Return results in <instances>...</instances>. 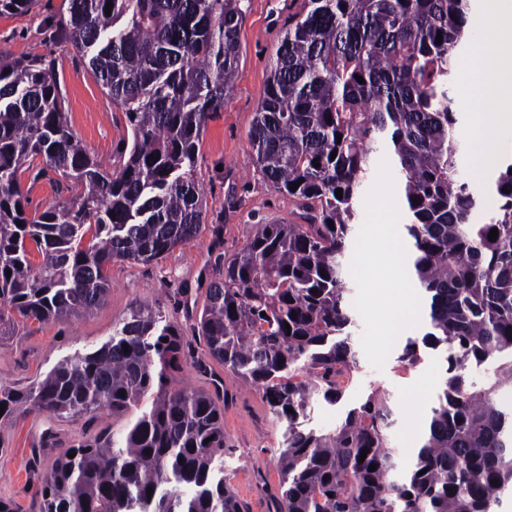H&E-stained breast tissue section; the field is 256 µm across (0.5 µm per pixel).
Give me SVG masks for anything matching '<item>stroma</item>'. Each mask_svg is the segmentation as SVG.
Here are the masks:
<instances>
[{"label":"stroma","instance_id":"stroma-1","mask_svg":"<svg viewBox=\"0 0 512 512\" xmlns=\"http://www.w3.org/2000/svg\"><path fill=\"white\" fill-rule=\"evenodd\" d=\"M66 0H40L30 12L0 15V60L10 62L52 60L65 99L67 121L90 155L108 168L126 161L124 146L130 139L125 115L114 106L84 61L65 42L60 18ZM303 0H243L240 53L233 85L224 110L208 122L193 172L204 192L206 217L197 237L152 263H113L110 292L99 309L78 318L48 323L14 321L0 328V385L15 389L43 379L60 361L86 353L111 340L129 311L139 305L161 310L180 328L190 352L181 369L168 376L169 389L185 386L208 388L197 361L206 357L195 325L202 308L206 280L218 255L243 248L257 225L299 222V211L287 196L277 192L255 168L249 130L265 95L275 50ZM400 199L393 160L386 150L371 156L365 188L355 199L361 222L357 240H364L374 212L370 207L381 195ZM348 301L355 319L352 339L357 368L336 403L310 401L299 421L303 428L325 432L339 425L377 388L390 396L396 422L390 441L401 464H408L422 437L415 434L416 420L426 419L437 396L429 384L433 372L445 369L442 351L419 348L416 364L402 362V343L380 348L386 322L380 305L400 308L405 288L395 272L372 257L353 249ZM212 371L223 378L224 477L247 512H277L284 490L277 467L286 428L270 411L261 389L242 384L219 364ZM128 415L101 414L73 418L45 415L17 416L0 432V499L15 512H38L42 471L30 465L33 454L50 463L55 449L46 447L44 433L53 430L62 441L90 439L109 431L121 433Z\"/></svg>","mask_w":512,"mask_h":512}]
</instances>
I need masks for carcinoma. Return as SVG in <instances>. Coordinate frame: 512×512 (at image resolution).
Returning a JSON list of instances; mask_svg holds the SVG:
<instances>
[{
    "instance_id": "carcinoma-1",
    "label": "carcinoma",
    "mask_w": 512,
    "mask_h": 512,
    "mask_svg": "<svg viewBox=\"0 0 512 512\" xmlns=\"http://www.w3.org/2000/svg\"><path fill=\"white\" fill-rule=\"evenodd\" d=\"M37 2L0 0V14ZM241 2L68 0L66 40L131 131L128 159L113 172L73 134L47 60L0 63V325L15 314L44 323L96 310L109 265L155 261L198 235L193 172L234 82ZM473 15V0H304L277 47L249 131L252 160L304 223L259 224L218 259L197 329L209 357L261 389L288 423L280 512H490L512 486V411L495 399L512 388V161L486 206L460 171L462 113L451 93ZM378 145L397 161L406 242L429 298L422 343L446 353L423 443L404 468L389 446L383 390L331 432L297 422L312 397L336 401L357 369L343 259ZM38 156L35 177L54 172L71 197L29 213L21 174ZM185 359L177 326L137 307L98 349L24 390L0 385V426L16 413L141 411L120 439L104 432L56 455L41 512H246L214 466L226 448L224 407L205 389L166 388ZM487 363L484 383L467 374Z\"/></svg>"
}]
</instances>
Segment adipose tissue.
I'll return each mask as SVG.
<instances>
[{"label": "adipose tissue", "mask_w": 512, "mask_h": 512, "mask_svg": "<svg viewBox=\"0 0 512 512\" xmlns=\"http://www.w3.org/2000/svg\"><path fill=\"white\" fill-rule=\"evenodd\" d=\"M487 38L471 53L467 67L472 83L469 97L479 103L472 110L468 136L474 145L478 177H486L496 167L501 155V133L512 126V87L507 84V67L499 65L495 55L498 45L512 40V0H488ZM376 218L369 227L364 252L393 267L402 281H410L407 248L395 232L399 209L391 196L373 205Z\"/></svg>", "instance_id": "adipose-tissue-1"}]
</instances>
